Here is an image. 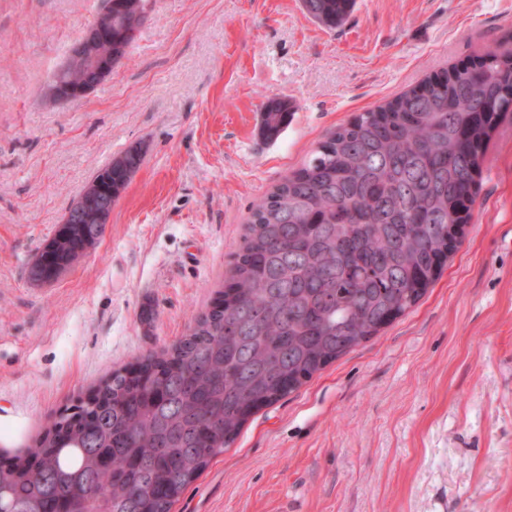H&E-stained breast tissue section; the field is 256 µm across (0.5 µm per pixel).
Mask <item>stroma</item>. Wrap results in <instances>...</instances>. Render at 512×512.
<instances>
[{"label":"stroma","mask_w":512,"mask_h":512,"mask_svg":"<svg viewBox=\"0 0 512 512\" xmlns=\"http://www.w3.org/2000/svg\"><path fill=\"white\" fill-rule=\"evenodd\" d=\"M102 0H0V460L100 381L182 340L257 198L354 115L512 33V0H154L128 58L54 104L51 75ZM295 106L273 141L267 98ZM143 162L87 256L29 268L94 174ZM474 220L406 315L254 413L171 512H512V118ZM354 0H302L306 13L318 24L335 29L340 26L350 11Z\"/></svg>","instance_id":"stroma-1"}]
</instances>
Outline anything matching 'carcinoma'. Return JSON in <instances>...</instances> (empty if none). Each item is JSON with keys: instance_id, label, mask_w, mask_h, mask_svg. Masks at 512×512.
I'll return each mask as SVG.
<instances>
[{"instance_id": "carcinoma-1", "label": "carcinoma", "mask_w": 512, "mask_h": 512, "mask_svg": "<svg viewBox=\"0 0 512 512\" xmlns=\"http://www.w3.org/2000/svg\"><path fill=\"white\" fill-rule=\"evenodd\" d=\"M354 0H302L318 24L341 25ZM151 0H112V59L127 56ZM445 80H423L339 126L308 161L251 209L234 255L224 311L187 336L114 371L105 404L77 407L85 426L55 418L15 458L13 512H171L209 462L240 434L257 396L271 404L414 307L472 222L487 142L512 115V50L493 47ZM293 106L270 98L274 140ZM129 148L112 162V193L140 168ZM81 219L58 225L29 270L45 284L100 240ZM36 469H25L30 459Z\"/></svg>"}]
</instances>
